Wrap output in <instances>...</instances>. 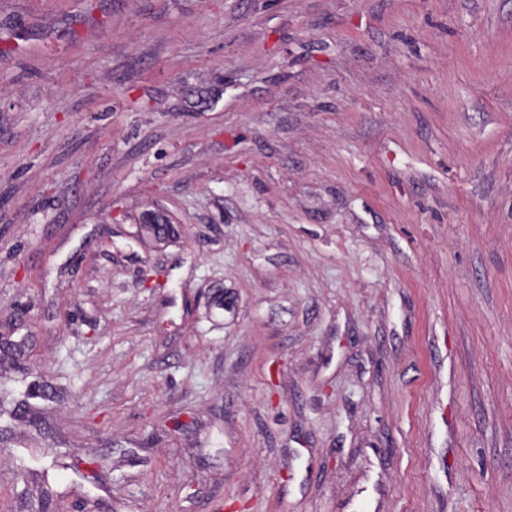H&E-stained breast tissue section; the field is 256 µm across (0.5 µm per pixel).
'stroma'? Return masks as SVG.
I'll return each mask as SVG.
<instances>
[{
	"label": "stroma",
	"instance_id": "stroma-1",
	"mask_svg": "<svg viewBox=\"0 0 512 512\" xmlns=\"http://www.w3.org/2000/svg\"><path fill=\"white\" fill-rule=\"evenodd\" d=\"M0 512H512V0H0Z\"/></svg>",
	"mask_w": 512,
	"mask_h": 512
}]
</instances>
